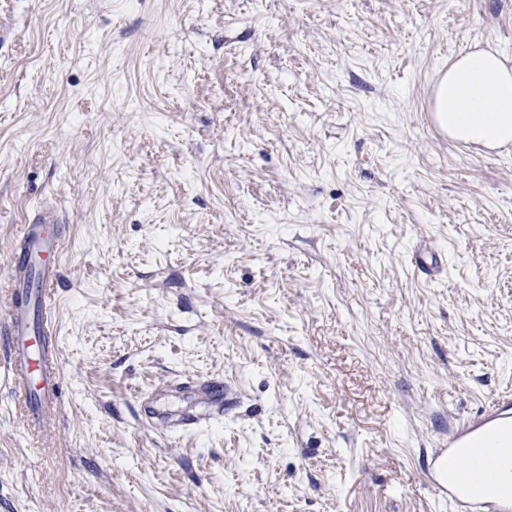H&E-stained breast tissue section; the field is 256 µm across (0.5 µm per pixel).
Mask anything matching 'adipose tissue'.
I'll return each mask as SVG.
<instances>
[{
    "label": "adipose tissue",
    "mask_w": 512,
    "mask_h": 512,
    "mask_svg": "<svg viewBox=\"0 0 512 512\" xmlns=\"http://www.w3.org/2000/svg\"><path fill=\"white\" fill-rule=\"evenodd\" d=\"M435 110L451 137L490 148L512 141V68L496 53L474 49L448 67ZM475 497L512 506V445L480 452L469 469Z\"/></svg>",
    "instance_id": "ef3b65f1"
}]
</instances>
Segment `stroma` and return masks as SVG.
Listing matches in <instances>:
<instances>
[{"label": "stroma", "mask_w": 512, "mask_h": 512, "mask_svg": "<svg viewBox=\"0 0 512 512\" xmlns=\"http://www.w3.org/2000/svg\"><path fill=\"white\" fill-rule=\"evenodd\" d=\"M475 48L512 0H0V291L65 238L0 512H449L436 449L512 394V146L424 120ZM37 224H23L18 228V238L20 241L27 243L30 247L40 249L43 255L50 253L54 257V261L43 266L40 277V288H38L39 303L41 309L49 314L51 306V292L56 279L57 263L63 253L65 241L59 235L48 240L45 238L42 230L36 226Z\"/></svg>", "instance_id": "1"}]
</instances>
